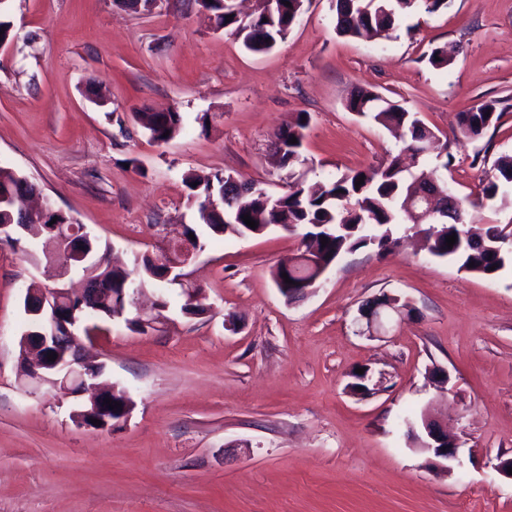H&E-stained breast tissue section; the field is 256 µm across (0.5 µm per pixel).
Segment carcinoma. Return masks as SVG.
I'll use <instances>...</instances> for the list:
<instances>
[{
	"mask_svg": "<svg viewBox=\"0 0 512 512\" xmlns=\"http://www.w3.org/2000/svg\"><path fill=\"white\" fill-rule=\"evenodd\" d=\"M290 2L287 7L284 2ZM216 16L218 25L231 27L242 37L245 48L253 52H267L284 40L291 28L290 22L302 13L305 0H275V9L269 15L261 14L245 23L238 16L226 19L222 0H201ZM447 7V0H336V31L343 36L377 38L387 36L397 16L422 9L434 13ZM350 110L369 117L380 125L397 127L409 137L407 149L420 157L427 151L434 133L412 112L400 104L382 99L379 95L357 89L348 101ZM137 118L150 137L167 142L181 131L182 118L178 112H139ZM499 119L495 104L481 105L475 110L463 112L459 117V130L466 140L479 138ZM307 113L298 114L291 129L298 133L297 143L284 142L282 167L288 170V196L279 207L267 203L268 193L259 189L245 195L234 208L228 221L204 214L203 204H198V224L188 226L194 232L213 236L245 234L244 215H249L261 227L265 224H293L303 230L307 239L305 249L315 252L332 266L344 255L366 247H374L380 253L393 250L397 245L396 230L404 222L416 223L413 203L415 181L402 175L395 162L377 167L350 170L334 179L326 180L315 189L305 187L302 175L296 172L300 160V148L304 130L308 127ZM364 183L355 186L359 178ZM231 175H216L203 182L193 177L185 178L188 187L198 191V196L208 200L223 187V180ZM22 189L15 171L0 165V197L13 196ZM512 189V156L500 158L495 172L482 182V198L500 208L509 204ZM456 236V243L449 248L446 237ZM327 244H321V239ZM430 255L447 259L467 272L495 279L512 267V221L506 224H486L475 229L458 224L451 216L439 218L436 232L427 237ZM108 246L98 239L86 244V259L70 254L65 256L69 270L86 278L100 279L113 288H130L140 280L150 284L148 273L158 274V267L148 258L136 264V274L116 269L107 260Z\"/></svg>",
	"mask_w": 512,
	"mask_h": 512,
	"instance_id": "carcinoma-1",
	"label": "carcinoma"
}]
</instances>
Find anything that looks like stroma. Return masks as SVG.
Returning <instances> with one entry per match:
<instances>
[{"label": "stroma", "instance_id": "stroma-1", "mask_svg": "<svg viewBox=\"0 0 512 512\" xmlns=\"http://www.w3.org/2000/svg\"><path fill=\"white\" fill-rule=\"evenodd\" d=\"M17 43L0 54V164L84 224L133 269L166 228L194 223L186 175L230 173L281 194L274 136L309 115L307 182L401 154L385 127L347 107L361 88L416 113L453 156L419 167L464 197L512 155V0H448L396 19L388 36L338 35L334 0H306L287 37L248 51L199 0L132 11L117 0H9ZM447 48L448 66L428 62ZM495 102L475 140L457 115ZM174 109L165 143L136 120ZM382 255H346L287 302L273 272L300 247L274 230L209 239L187 266L204 314L182 297L154 329L108 323L91 355L134 408L111 430L77 426L75 398L23 384L25 289L53 285L41 241H0V512H512V269L494 281L431 256L411 225ZM408 298L412 318L376 338L353 319L374 297ZM234 316L235 330L224 320ZM369 369L376 394L351 374ZM446 371L439 389L432 377ZM430 413L460 466L429 468L406 421Z\"/></svg>", "mask_w": 512, "mask_h": 512}]
</instances>
